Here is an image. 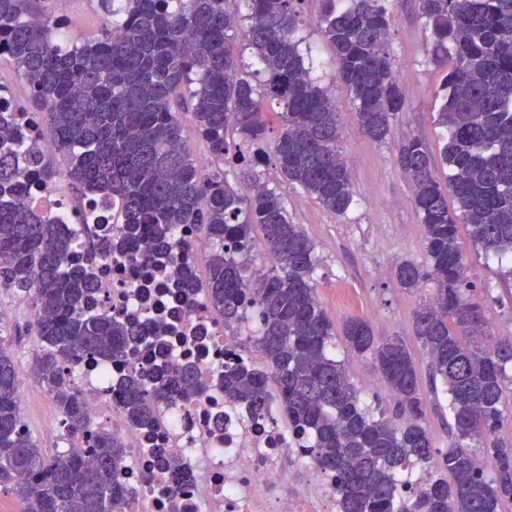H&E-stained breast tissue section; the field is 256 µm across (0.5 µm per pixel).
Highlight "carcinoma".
Masks as SVG:
<instances>
[{"label":"carcinoma","mask_w":512,"mask_h":512,"mask_svg":"<svg viewBox=\"0 0 512 512\" xmlns=\"http://www.w3.org/2000/svg\"><path fill=\"white\" fill-rule=\"evenodd\" d=\"M97 0L120 28L93 40L63 44V26L43 0H0V64L26 80L35 111L60 150L79 191L117 197L127 240L149 241L131 253L149 262L173 253V234L195 224L210 242L204 256L207 298L237 327L246 307L261 323L243 344L246 358L224 368V397L263 412L275 386L281 414L313 436L307 454L332 473L344 512H505L512 504V444L495 437L501 400L512 386V338L486 345V321L464 261L459 226L472 246L512 279V0H419L430 31L427 56L445 71L435 122L448 132L441 160L420 139L398 149L421 218L428 263L400 262L404 288L431 280L434 293L414 315V334L430 359L432 380L450 395L451 439L434 448L422 423L424 397L414 358L402 340L378 341L362 319L337 333L318 300L315 245L288 220L282 194L263 182L255 147L283 180L344 215L353 204L345 130L336 100L312 75L299 46L306 0ZM316 25L354 107L359 131L380 143L392 135L408 94L388 51V0H321ZM251 50L245 70L239 42ZM189 106L213 165L201 179L179 119ZM278 129L267 143L268 108ZM27 150L12 121L0 115V288L26 296L42 353L41 382L70 432L87 430L71 365L84 355L117 357L142 339L119 317L90 310L94 284L68 260L71 240L33 216L15 184ZM232 164L234 181L224 165ZM457 207H449L448 199ZM263 236L272 270L256 275L254 230ZM252 284L254 289L246 288ZM367 358L396 399L395 418L374 416L360 400L345 363L331 352L336 336ZM18 368L0 336V488L22 512H119L133 492L121 485V444L111 431L91 436L92 461L49 455L23 428ZM147 390L137 379L120 389L127 417L147 426L153 405L200 392L190 372L173 379L151 366ZM476 443L480 452L472 449ZM432 465L418 498L398 494L403 470Z\"/></svg>","instance_id":"cac0c4a2"}]
</instances>
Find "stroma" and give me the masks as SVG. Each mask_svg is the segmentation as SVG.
I'll return each mask as SVG.
<instances>
[{
	"label": "stroma",
	"instance_id": "stroma-1",
	"mask_svg": "<svg viewBox=\"0 0 512 512\" xmlns=\"http://www.w3.org/2000/svg\"><path fill=\"white\" fill-rule=\"evenodd\" d=\"M321 8L320 0H306L301 48L325 63L316 76L335 97L339 121L346 130L354 204L346 215L338 216L301 188L283 182L274 166H266L264 179L282 194L290 221L301 225L315 244L317 295L331 321L338 325L352 317L360 318L376 338L397 336L407 344L419 367L423 424L435 448L443 451L450 440L448 399L435 393L429 362L413 335L414 314L432 295L434 284L428 281L407 289L397 283L393 271L405 259L420 264L427 261L420 218L411 203L410 184L399 168L397 149L404 138L412 137L423 140L433 153H440L445 132L436 125L435 117L444 73L427 60L429 32L416 0H390L389 52L395 69L406 75L409 108L401 113L386 143L373 141L359 132L346 92L327 66L332 50L314 24ZM464 252L481 290L491 336H512V283L500 279L497 261L485 259L469 245ZM32 323L31 310L17 313L5 330L4 344L17 365L28 371L25 384L18 388L23 421L40 447L55 448L59 437L52 425L60 420L61 413L32 373L40 352Z\"/></svg>",
	"mask_w": 512,
	"mask_h": 512
}]
</instances>
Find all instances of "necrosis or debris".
<instances>
[{
	"label": "necrosis or debris",
	"instance_id": "1",
	"mask_svg": "<svg viewBox=\"0 0 512 512\" xmlns=\"http://www.w3.org/2000/svg\"><path fill=\"white\" fill-rule=\"evenodd\" d=\"M18 104L12 92L0 89V106L33 147L20 157L16 181L30 210L71 235V262L91 267L95 308L153 338L123 357H86L73 368L90 428H110L125 449L120 480L133 495L124 512H342L332 474L315 467L306 453L310 434L289 428L276 408L254 416L225 400L224 365L241 356L243 337L256 335L259 326L249 318L229 331L204 292L190 304L179 295L180 266H204L197 226H179L174 259L133 261L120 246L126 227L118 200L93 206L92 196L75 193L63 173L55 182L43 181L55 144L42 115L21 111ZM107 239L114 243L109 252L102 249ZM157 362L172 372L191 369L201 391L159 404L150 425L133 426L118 391L127 378Z\"/></svg>",
	"mask_w": 512,
	"mask_h": 512
}]
</instances>
